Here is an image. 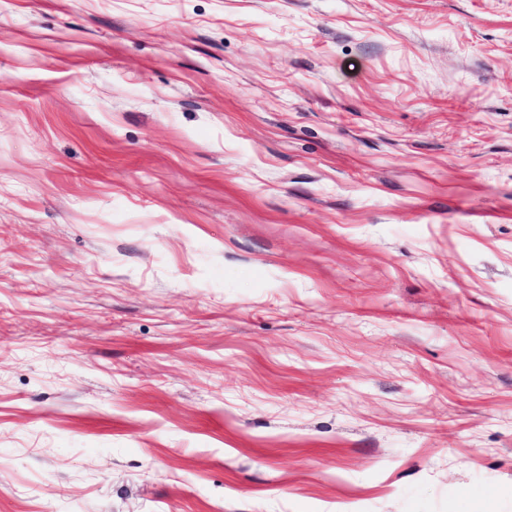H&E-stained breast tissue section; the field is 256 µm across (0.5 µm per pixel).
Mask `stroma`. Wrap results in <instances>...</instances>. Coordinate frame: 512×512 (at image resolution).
Masks as SVG:
<instances>
[{"label":"stroma","mask_w":512,"mask_h":512,"mask_svg":"<svg viewBox=\"0 0 512 512\" xmlns=\"http://www.w3.org/2000/svg\"><path fill=\"white\" fill-rule=\"evenodd\" d=\"M0 512H512V0H0Z\"/></svg>","instance_id":"obj_1"}]
</instances>
